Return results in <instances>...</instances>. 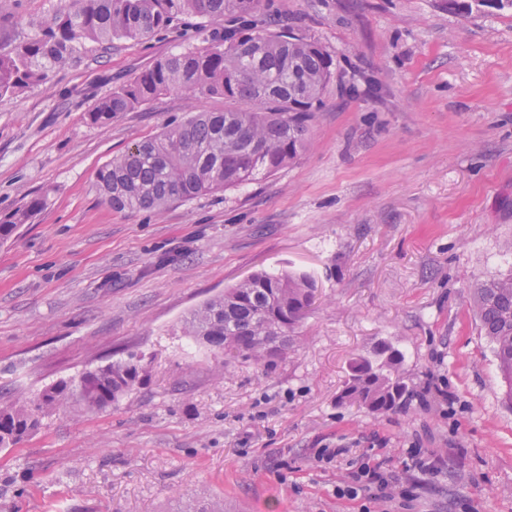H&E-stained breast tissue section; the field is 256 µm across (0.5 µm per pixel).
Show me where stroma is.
<instances>
[{
    "instance_id": "stroma-1",
    "label": "stroma",
    "mask_w": 512,
    "mask_h": 512,
    "mask_svg": "<svg viewBox=\"0 0 512 512\" xmlns=\"http://www.w3.org/2000/svg\"><path fill=\"white\" fill-rule=\"evenodd\" d=\"M60 0H0V42L40 33ZM332 53L336 81L302 159L162 211L115 212L99 167L191 109L168 93L111 122L89 111L215 26L85 41L46 83L0 99V216L46 207L0 246V407L134 354L140 385L100 410L43 416L0 451V512H372L342 497L363 463L414 480L395 512H512V405L468 288L512 269V13L445 0H264ZM356 84L354 94L340 84ZM314 273L320 299L274 367L183 333L254 272ZM405 355L395 412L337 405L352 358ZM323 448L340 449L321 461ZM445 453L440 473L410 449Z\"/></svg>"
}]
</instances>
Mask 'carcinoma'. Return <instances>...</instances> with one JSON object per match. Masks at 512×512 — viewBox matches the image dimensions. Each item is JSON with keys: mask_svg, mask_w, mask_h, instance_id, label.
<instances>
[{"mask_svg": "<svg viewBox=\"0 0 512 512\" xmlns=\"http://www.w3.org/2000/svg\"><path fill=\"white\" fill-rule=\"evenodd\" d=\"M511 10L512 0H448V12ZM187 15L222 29L194 50L168 55L88 113L106 123L118 113L167 92L197 101L220 95L222 112L192 111L152 138L104 164L96 186L116 212L162 210L174 201L240 187L297 163L307 149L315 110L334 78L333 56L317 39L264 13L262 0H69L40 35L0 47V98L43 82L48 71L76 58L86 40H142L165 32ZM47 204L32 196L0 220V244ZM318 285L307 273L252 274L183 319L185 335L211 349L267 368L288 357L315 302ZM470 303L487 338L512 403V271L475 283ZM379 359L356 357L337 398L373 414L404 407L413 391L401 374L402 352L382 346ZM142 367L115 362L88 372L79 391L64 383L33 403L0 407V449L20 444L39 427L42 411L76 405L102 409L141 383ZM179 512H224V501L185 502Z\"/></svg>", "mask_w": 512, "mask_h": 512, "instance_id": "obj_1", "label": "carcinoma"}]
</instances>
